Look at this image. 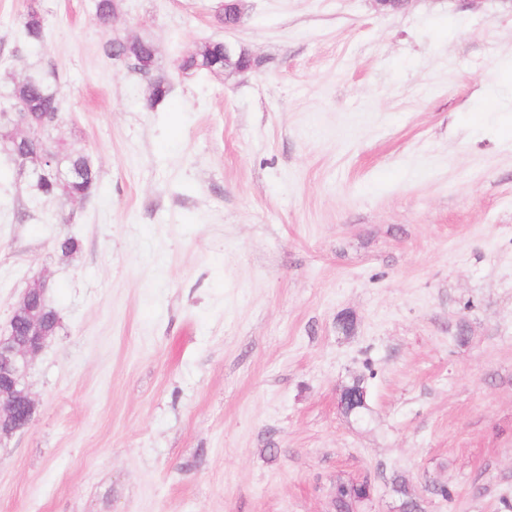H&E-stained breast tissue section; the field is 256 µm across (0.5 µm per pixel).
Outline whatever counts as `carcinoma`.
Returning a JSON list of instances; mask_svg holds the SVG:
<instances>
[{"mask_svg": "<svg viewBox=\"0 0 512 512\" xmlns=\"http://www.w3.org/2000/svg\"><path fill=\"white\" fill-rule=\"evenodd\" d=\"M94 20L107 28L114 23L113 0H94ZM16 24L31 45L44 43L46 21L37 0H31ZM105 56L120 61L127 69L150 80V104L162 101L170 87L164 77L154 74L156 48L144 38L110 39L103 46ZM177 68L185 75L224 72V42L208 41L186 51L178 58ZM56 72L27 74L6 96L0 114L24 112L31 122L44 130L56 128L63 121L54 84ZM27 151L30 167L37 170L32 187L40 197L63 198L83 202L90 198L98 183L97 172L90 158L50 141L44 148L26 140L13 130L0 131V154L15 155ZM341 408L347 415L359 416L367 409V389L359 379L347 386ZM371 490L368 481L340 483L336 486V512H360ZM394 491L401 495L399 512H417L418 505L410 498L405 482L395 479Z\"/></svg>", "mask_w": 512, "mask_h": 512, "instance_id": "carcinoma-1", "label": "carcinoma"}]
</instances>
